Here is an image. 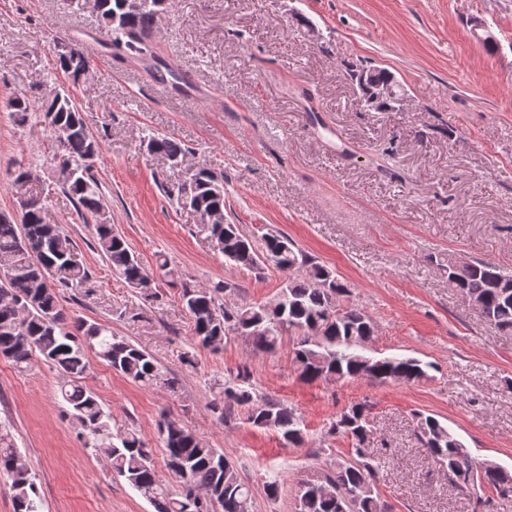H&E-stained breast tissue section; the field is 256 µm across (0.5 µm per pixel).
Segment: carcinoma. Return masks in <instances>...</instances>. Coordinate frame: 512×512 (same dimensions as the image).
<instances>
[{"mask_svg": "<svg viewBox=\"0 0 512 512\" xmlns=\"http://www.w3.org/2000/svg\"><path fill=\"white\" fill-rule=\"evenodd\" d=\"M169 0H94L102 43L115 58L143 70L153 81L177 85L184 79L174 64L161 56L154 34ZM60 69L75 81L90 68L84 51L70 40L56 42ZM43 121L54 136L63 160L72 166L62 173V190L73 200L86 224L93 225L95 249L144 300H156L152 279L114 228L101 185L89 160L100 153V141L88 129L70 96L46 99ZM147 148L174 168L187 149L169 136H151ZM179 208L216 215L204 225L225 260L238 268L258 270L268 263L289 272L277 300L263 305L227 303L223 295L232 285L217 282L201 287L182 282V301L194 319L195 335L204 348L217 349L224 338L238 332L256 352H272L284 334L293 336L294 363L299 377L316 381L368 380L375 383H416L431 378L434 368L411 356L375 357L367 344L375 322L366 308L354 303L352 290L335 273L313 261L287 235L268 232L257 239L242 233L227 211L224 174L199 165L168 190ZM73 242L61 224L47 221L44 200L31 196V205L16 218L0 213V357L21 370L41 359L60 376L63 413L78 428L85 444L106 456L112 470L124 478L155 508V512H251L252 490L235 466L217 448L189 431L169 414L159 424L166 464L179 478L180 489L170 490L158 477L150 450L140 434L112 425V414L98 396L82 384L87 370L86 351L93 350L113 370L143 386H160L175 394L178 379L164 373L152 354L112 333L111 326L70 318L62 308L57 284L82 286L90 273L83 262H73ZM441 268L448 288L479 306L487 326L512 334V272L478 259L462 264L450 253ZM247 410V421L273 429L283 440L298 444L305 438L297 413L276 401L265 400L246 385V378L226 381L211 403L219 420L232 407ZM371 407L358 402L330 423L328 432L344 435L354 448L336 459L321 482L299 488L295 512H390L377 480L382 466L378 453L367 448V420ZM422 445L448 470L460 487L487 486L501 496L512 494V471L471 457L448 426L432 415H417ZM10 431L0 427V477L10 481L14 512H42L36 474L19 461Z\"/></svg>", "mask_w": 512, "mask_h": 512, "instance_id": "cac0c4a2", "label": "carcinoma"}]
</instances>
